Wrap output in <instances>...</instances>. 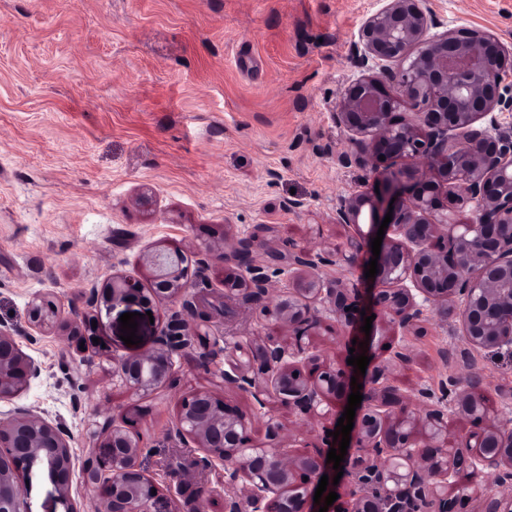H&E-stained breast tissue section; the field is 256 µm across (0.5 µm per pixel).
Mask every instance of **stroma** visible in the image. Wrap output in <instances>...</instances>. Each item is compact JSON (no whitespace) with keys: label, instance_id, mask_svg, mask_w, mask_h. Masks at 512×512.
I'll use <instances>...</instances> for the list:
<instances>
[{"label":"stroma","instance_id":"obj_1","mask_svg":"<svg viewBox=\"0 0 512 512\" xmlns=\"http://www.w3.org/2000/svg\"><path fill=\"white\" fill-rule=\"evenodd\" d=\"M374 0H0V325L42 366L39 378L0 410L29 408L63 423L77 462L111 426H131L139 463L172 512H224V467L184 472L196 455L172 424L181 402L207 391L237 407L254 443L269 418L284 451L323 447L333 427L322 402L304 417L226 384L229 361L253 344L288 346L286 329L260 306L224 298L238 267L207 251L256 226L281 247L332 249L347 228L337 200L372 180L342 169L331 151L348 146L331 113L355 79L354 36ZM443 25L512 35V0H434ZM303 211L282 210L289 198ZM181 251L211 320L192 336L172 375L137 394L116 375L119 360L151 353L175 304L87 305L89 285L124 276L150 288L148 253ZM58 307L53 323L27 318L34 297ZM139 313V344L121 340L119 318ZM95 320V338L72 337L75 314ZM409 365L392 373L409 395L442 380L477 376L487 417H512V353H486L464 368L468 345L429 315L402 340ZM206 488L188 500L192 482Z\"/></svg>","mask_w":512,"mask_h":512}]
</instances>
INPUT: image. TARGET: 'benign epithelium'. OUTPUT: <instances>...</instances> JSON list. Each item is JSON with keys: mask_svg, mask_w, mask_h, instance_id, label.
I'll list each match as a JSON object with an SVG mask.
<instances>
[{"mask_svg": "<svg viewBox=\"0 0 512 512\" xmlns=\"http://www.w3.org/2000/svg\"><path fill=\"white\" fill-rule=\"evenodd\" d=\"M352 61L360 75L343 87L332 113L349 142L334 154L336 166L364 168L383 156L411 167H388L372 186L338 200L333 223L353 233L332 252H284L261 236L268 231L264 225L238 238L228 253L209 249L242 271L224 282L226 298L240 295L252 304L265 299L269 276L256 263L258 251L288 272V295L263 312L288 325L295 349L259 344L246 363L224 372V382L254 390L262 406L265 398H275L302 415L316 414L323 396L336 400L342 412L351 394L352 371L320 366V355L305 346L321 325L316 302L347 325L369 306L404 335L421 332V323L434 312L453 319L470 353L512 351V120L498 121L512 117V43L488 28L442 29L432 0H376L360 21ZM405 102L416 109L409 118L397 115ZM486 118L495 133L483 127ZM468 206L474 217L459 220ZM389 212L392 221L372 287L320 274L323 267L353 264L370 251ZM146 261L154 268L152 295L181 302L182 311L170 316L155 351L118 363L121 381L143 394L171 375L188 345L183 312L195 309L186 299L193 282L181 252L150 253ZM104 291L114 307L142 298L138 283L120 276ZM56 313L54 302L43 297L29 308L36 326ZM409 361L407 350L397 348L390 362L374 366L362 381L363 399L341 463L352 496L350 512H460L461 501L471 496L468 489L448 496L439 487L461 473L485 470L509 491L484 495L480 512H512V421H487L477 383L455 376L441 383L439 397L428 388L419 390L424 413H415L391 372L392 365ZM40 375V364L23 352L15 335L0 328V401L12 400ZM450 416L473 426L457 437L451 452ZM175 428L178 437L197 445L200 461L224 465V490L243 492L242 499L225 497V512H319L314 494L321 477H329L323 496L336 490L337 471L326 459L339 442L331 436L326 449L304 455L252 445L245 416L205 392L183 401ZM70 440L63 424L29 408L0 413V512H26L18 478L35 472L48 475L65 512H78L71 501L75 477L87 488H108L96 512H169L161 493H152L158 483L138 462L140 438L112 428L78 470Z\"/></svg>", "mask_w": 512, "mask_h": 512, "instance_id": "obj_1", "label": "benign epithelium"}]
</instances>
